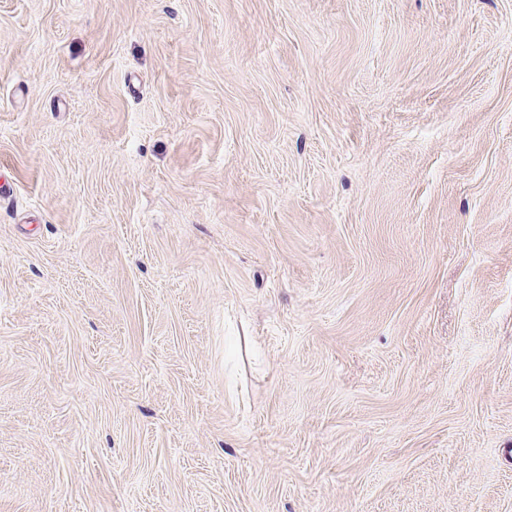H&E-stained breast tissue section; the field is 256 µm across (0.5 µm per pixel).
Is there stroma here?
<instances>
[{
    "label": "stroma",
    "instance_id": "1",
    "mask_svg": "<svg viewBox=\"0 0 512 512\" xmlns=\"http://www.w3.org/2000/svg\"><path fill=\"white\" fill-rule=\"evenodd\" d=\"M0 512H512V0H0Z\"/></svg>",
    "mask_w": 512,
    "mask_h": 512
}]
</instances>
